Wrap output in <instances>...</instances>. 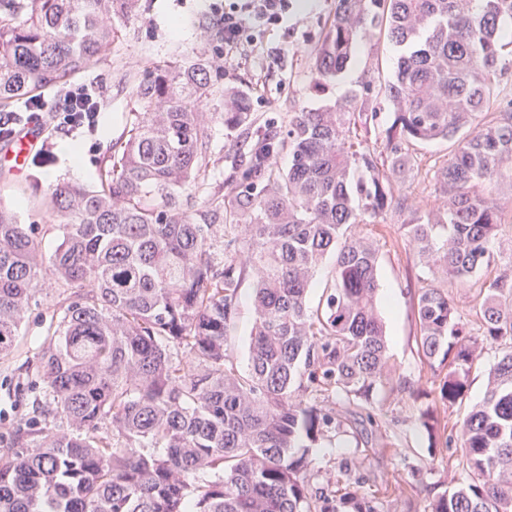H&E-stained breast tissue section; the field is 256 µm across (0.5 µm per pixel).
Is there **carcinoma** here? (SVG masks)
Masks as SVG:
<instances>
[{
  "mask_svg": "<svg viewBox=\"0 0 512 512\" xmlns=\"http://www.w3.org/2000/svg\"><path fill=\"white\" fill-rule=\"evenodd\" d=\"M136 2L0 0V107L69 85ZM379 27L398 47L391 78L296 112L285 130L257 124L232 86L224 111H205L224 80L220 53L148 73L95 184L44 195L61 232L48 256L34 225L0 208L1 356L44 278L58 287L56 328L36 354L40 395L0 449V512H383L374 495L318 482L310 455L348 420L373 421L389 384L369 231L388 213L428 272L413 311L432 379L417 392L429 455L439 410L465 401L484 345L501 347L483 403L445 437L459 444L461 477L427 512H512V261L485 283L477 334L438 284L496 262L501 193L512 192V98L498 87L512 67V0H336L310 54L314 91ZM217 118L238 132L222 191L209 180ZM439 140L455 148L433 171V200L402 192L420 170L415 146ZM192 193L196 209L182 204ZM328 256L332 283L311 306ZM247 279L241 373L228 336Z\"/></svg>",
  "mask_w": 512,
  "mask_h": 512,
  "instance_id": "cac0c4a2",
  "label": "carcinoma"
}]
</instances>
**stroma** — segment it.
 <instances>
[{
	"instance_id": "obj_1",
	"label": "stroma",
	"mask_w": 512,
	"mask_h": 512,
	"mask_svg": "<svg viewBox=\"0 0 512 512\" xmlns=\"http://www.w3.org/2000/svg\"><path fill=\"white\" fill-rule=\"evenodd\" d=\"M139 12L117 19L116 38L78 82H93L102 91L100 124L97 132L70 133L46 129L47 157L36 160L33 178L23 180L0 170V205L17 215L24 224H41L43 253H51L60 231L47 222L40 211L37 190L46 189L47 172L58 173L60 180L85 185L94 184L98 163L110 154L115 142L126 134L131 112L137 104L133 86L149 71L174 59L190 60L201 54H213L224 47V32L218 9L224 0H140ZM336 8V0H298L288 20L287 30L256 32L258 44L280 47V61L261 56L256 46L247 47L239 63L225 74L228 83L237 86L251 101L257 122L274 121L287 126L290 113L317 109L347 96L365 82L380 83L394 69L397 52L386 37L372 35L360 43L355 64L337 78L327 94L311 91L314 80L309 55L322 37ZM82 148L79 168H72L63 152L65 143ZM380 247L378 301L384 321L390 363L395 381L405 382L406 391L384 390L374 411L376 424L365 429L347 427L332 442L319 445L312 455V465L322 478L347 486L363 476L362 492L381 485H391L384 512H423L438 493L451 486L455 467L454 449L439 447L436 455L427 452V435L417 421L424 399L415 390L429 388L428 375L417 348V326L413 300L424 269L414 259L391 218H384L373 228ZM497 264L467 284H448V295L473 319L486 280L493 278L499 265L512 261V226L503 225L496 245ZM252 288L243 284L239 290V308L230 332L232 357L239 369L248 364V346L253 325ZM57 296L53 280H45L41 301L22 328L18 347L12 355L0 358V436L8 437L28 414L32 389L23 365L43 339L52 331L53 302ZM498 349H485L469 378L465 402L442 410L446 421L453 422L482 403L486 375L497 362ZM356 461L357 475L341 472L343 460Z\"/></svg>"
}]
</instances>
